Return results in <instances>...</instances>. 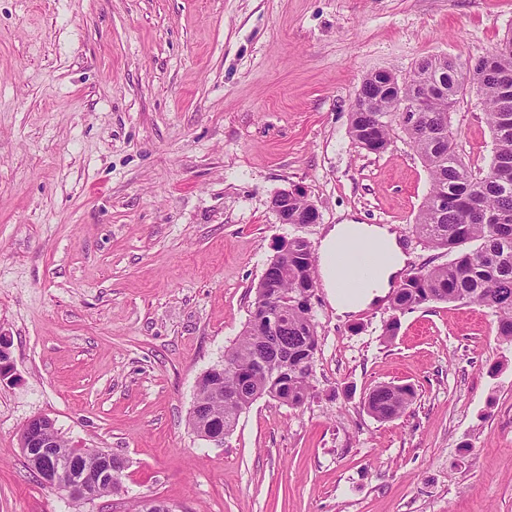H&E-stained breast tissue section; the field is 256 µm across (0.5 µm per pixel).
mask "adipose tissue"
Returning <instances> with one entry per match:
<instances>
[{
  "instance_id": "ef3b65f1",
  "label": "adipose tissue",
  "mask_w": 512,
  "mask_h": 512,
  "mask_svg": "<svg viewBox=\"0 0 512 512\" xmlns=\"http://www.w3.org/2000/svg\"><path fill=\"white\" fill-rule=\"evenodd\" d=\"M352 243L359 244L373 262L356 272L361 287L345 288L341 285L334 260L337 251ZM406 261L396 233L387 226L336 224L327 231L320 245V277L330 302L343 315L358 312L384 299Z\"/></svg>"
}]
</instances>
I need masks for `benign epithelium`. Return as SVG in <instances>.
Masks as SVG:
<instances>
[{
  "mask_svg": "<svg viewBox=\"0 0 512 512\" xmlns=\"http://www.w3.org/2000/svg\"><path fill=\"white\" fill-rule=\"evenodd\" d=\"M304 193L297 187L284 189L277 193L272 201V208L279 223L287 224L296 220L289 209V201L302 197ZM14 374V366L7 351V339L0 336V379ZM54 436L48 429L32 443L31 456L37 460L43 480L54 486L64 488L74 500L90 501L97 496V485L112 482V468L105 462L106 452L101 451L90 461L86 455H77L69 461L49 462L53 457Z\"/></svg>",
  "mask_w": 512,
  "mask_h": 512,
  "instance_id": "benign-epithelium-1",
  "label": "benign epithelium"
}]
</instances>
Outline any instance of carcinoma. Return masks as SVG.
Instances as JSON below:
<instances>
[{"label":"carcinoma","instance_id":"1","mask_svg":"<svg viewBox=\"0 0 512 512\" xmlns=\"http://www.w3.org/2000/svg\"><path fill=\"white\" fill-rule=\"evenodd\" d=\"M415 92L425 96L423 111L402 122L400 79L390 69L375 71L361 84L359 111L350 134L362 149L383 154L400 130L426 164L430 190L414 224L416 234L448 261L417 271L391 298L394 313L433 302H474L494 313L496 333L512 340V40L480 59L474 70L493 134L488 168L465 164L458 151L452 112L468 84L470 64L430 57L420 61ZM256 287L245 330L225 355L224 380L202 375L190 424L201 435L234 431L240 414L268 397L292 408L306 402L319 336L312 308L301 301L317 287L318 258L305 239L296 237L288 257L275 256ZM410 385L380 384L367 394V411L380 420L400 416L411 404ZM93 448H71L62 438L52 452L68 460Z\"/></svg>","mask_w":512,"mask_h":512}]
</instances>
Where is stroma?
<instances>
[{"label":"stroma","mask_w":512,"mask_h":512,"mask_svg":"<svg viewBox=\"0 0 512 512\" xmlns=\"http://www.w3.org/2000/svg\"><path fill=\"white\" fill-rule=\"evenodd\" d=\"M509 31L512 0H0V512H512V341L476 303L406 312L388 340L389 300L345 317L317 288L305 404L259 399L220 446L189 425L284 243L387 224L407 271L440 263L414 232L427 167L400 132L361 149L352 106L369 73ZM452 121L487 168L476 88ZM295 185L318 223H279ZM389 383L415 399L382 421L363 402ZM36 416L124 457L121 490L43 485L20 445Z\"/></svg>","instance_id":"obj_1"}]
</instances>
